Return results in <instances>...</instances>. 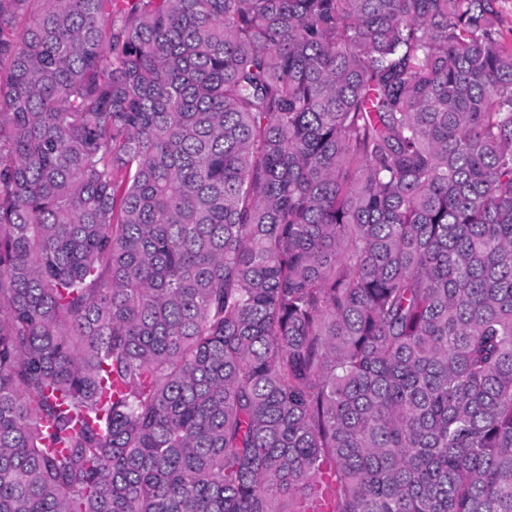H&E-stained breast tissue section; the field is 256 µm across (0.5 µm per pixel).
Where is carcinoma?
<instances>
[{
	"instance_id": "cac0c4a2",
	"label": "carcinoma",
	"mask_w": 512,
	"mask_h": 512,
	"mask_svg": "<svg viewBox=\"0 0 512 512\" xmlns=\"http://www.w3.org/2000/svg\"><path fill=\"white\" fill-rule=\"evenodd\" d=\"M0 512H512L501 0H0Z\"/></svg>"
}]
</instances>
